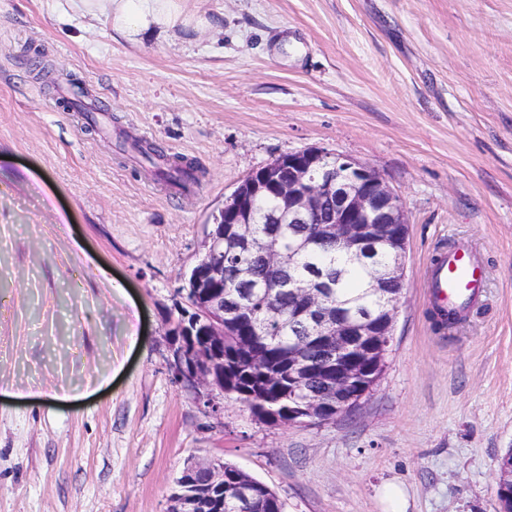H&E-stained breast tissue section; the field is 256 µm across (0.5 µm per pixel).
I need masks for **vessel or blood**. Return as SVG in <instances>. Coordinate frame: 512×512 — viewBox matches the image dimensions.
<instances>
[{"instance_id": "b4317fda", "label": "vessel or blood", "mask_w": 512, "mask_h": 512, "mask_svg": "<svg viewBox=\"0 0 512 512\" xmlns=\"http://www.w3.org/2000/svg\"><path fill=\"white\" fill-rule=\"evenodd\" d=\"M426 286L435 307L464 309L478 298L483 286L480 262L467 246L456 245L432 260Z\"/></svg>"}]
</instances>
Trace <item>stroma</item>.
<instances>
[{
  "mask_svg": "<svg viewBox=\"0 0 512 512\" xmlns=\"http://www.w3.org/2000/svg\"><path fill=\"white\" fill-rule=\"evenodd\" d=\"M113 39L66 0H0V512H169L221 458L285 512H496L512 449V0H180ZM221 18L199 28L200 13ZM46 67L48 77L37 74ZM92 115L69 108L76 88ZM201 170L190 190L131 151ZM317 147L376 169L409 222L385 371L310 425L221 414L165 332L238 183ZM467 243L483 300L435 331L432 256Z\"/></svg>",
  "mask_w": 512,
  "mask_h": 512,
  "instance_id": "obj_1",
  "label": "stroma"
}]
</instances>
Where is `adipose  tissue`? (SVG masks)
Here are the masks:
<instances>
[{
	"mask_svg": "<svg viewBox=\"0 0 512 512\" xmlns=\"http://www.w3.org/2000/svg\"><path fill=\"white\" fill-rule=\"evenodd\" d=\"M72 3L87 16H111L113 31L128 39L155 27L168 30L175 26L178 17L176 0H72Z\"/></svg>",
	"mask_w": 512,
	"mask_h": 512,
	"instance_id": "obj_1",
	"label": "adipose tissue"
}]
</instances>
